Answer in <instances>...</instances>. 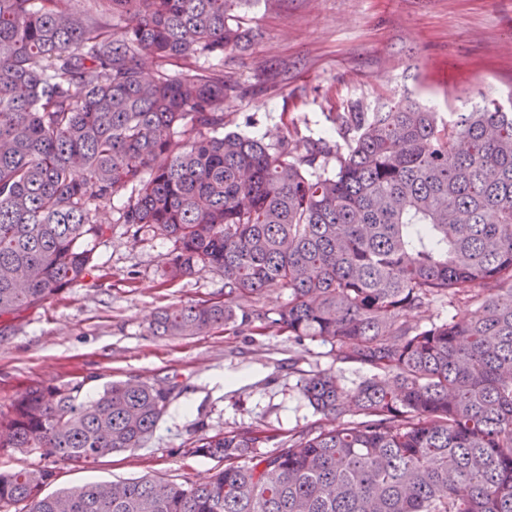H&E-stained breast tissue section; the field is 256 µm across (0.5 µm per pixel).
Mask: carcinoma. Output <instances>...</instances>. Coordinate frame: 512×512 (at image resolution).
<instances>
[{
	"label": "carcinoma",
	"instance_id": "cac0c4a2",
	"mask_svg": "<svg viewBox=\"0 0 512 512\" xmlns=\"http://www.w3.org/2000/svg\"><path fill=\"white\" fill-rule=\"evenodd\" d=\"M0 0V333L95 270L124 224L174 242L162 277L224 275V300L160 309L152 336L222 329L244 302L288 291L264 328L336 346L372 371L300 389L339 420L280 441L199 438L224 462L202 484L164 477L52 493L49 466L0 471L25 512H512V104L448 118L405 99L337 115L346 150L222 133L237 85L222 58L249 41L244 0ZM130 19L121 32L113 20ZM154 68L145 67V59ZM336 154L333 171L316 172ZM130 190L118 218L112 198ZM435 301L463 306L427 325ZM85 381L32 382L0 414V456L88 464L151 439L180 391L137 378L85 401ZM452 308H448L447 303L432 302L428 308L421 309L407 315V320L411 323L420 325L429 324L432 321L448 318V314H455Z\"/></svg>",
	"mask_w": 512,
	"mask_h": 512
}]
</instances>
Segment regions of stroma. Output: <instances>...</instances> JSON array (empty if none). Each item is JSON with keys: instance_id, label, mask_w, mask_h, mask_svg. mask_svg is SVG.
Returning a JSON list of instances; mask_svg holds the SVG:
<instances>
[{"instance_id": "1", "label": "stroma", "mask_w": 512, "mask_h": 512, "mask_svg": "<svg viewBox=\"0 0 512 512\" xmlns=\"http://www.w3.org/2000/svg\"><path fill=\"white\" fill-rule=\"evenodd\" d=\"M234 14L250 39L224 53L239 85L224 129L264 139L342 144L336 116L410 97L441 113L512 98V0H250ZM173 249L136 238L122 224L94 251L91 278L24 311L0 338V411L33 380L84 381L94 398L130 376L173 383L180 398L143 447L86 466L56 463L55 487L157 474L179 483L207 480L219 462L190 454L205 435L267 430L285 436L320 423L302 397V378L335 375L346 387L369 372L336 358L331 344L265 330L288 293L272 289L243 306V320L191 338L149 336L162 307L224 297V277L204 268L165 283Z\"/></svg>"}]
</instances>
